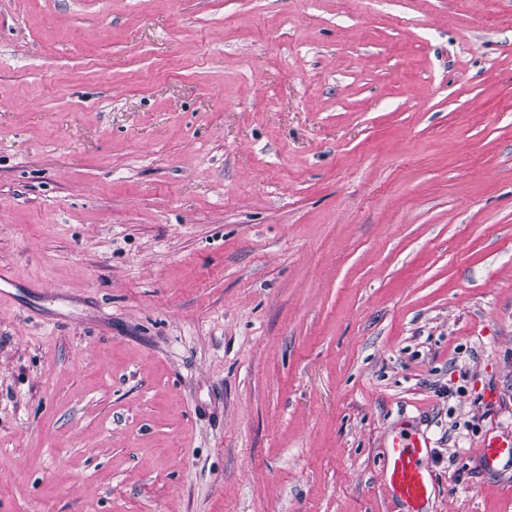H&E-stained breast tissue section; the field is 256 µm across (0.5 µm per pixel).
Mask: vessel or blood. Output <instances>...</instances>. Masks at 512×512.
I'll use <instances>...</instances> for the list:
<instances>
[{"mask_svg":"<svg viewBox=\"0 0 512 512\" xmlns=\"http://www.w3.org/2000/svg\"><path fill=\"white\" fill-rule=\"evenodd\" d=\"M427 446L416 438L396 437L386 449V481L406 512H426L431 476L422 463Z\"/></svg>","mask_w":512,"mask_h":512,"instance_id":"obj_1","label":"vessel or blood"}]
</instances>
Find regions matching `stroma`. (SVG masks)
<instances>
[{
	"label": "stroma",
	"instance_id": "1",
	"mask_svg": "<svg viewBox=\"0 0 512 512\" xmlns=\"http://www.w3.org/2000/svg\"><path fill=\"white\" fill-rule=\"evenodd\" d=\"M0 512H512V0H0ZM427 449L419 438L394 437L386 448V481L393 496L406 507L405 512H427L431 476L422 463Z\"/></svg>",
	"mask_w": 512,
	"mask_h": 512
}]
</instances>
